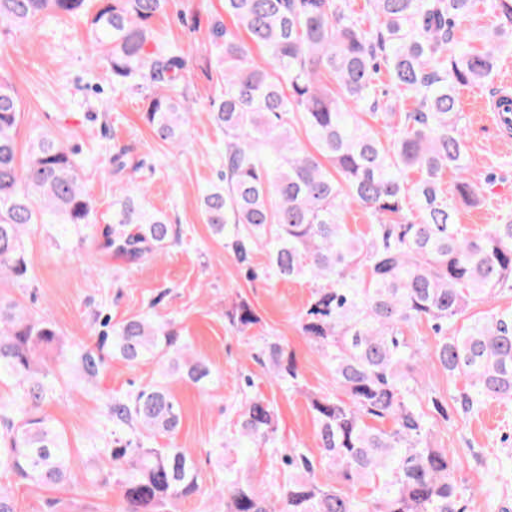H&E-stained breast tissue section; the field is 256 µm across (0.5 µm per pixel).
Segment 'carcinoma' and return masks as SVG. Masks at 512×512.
I'll return each instance as SVG.
<instances>
[{
  "instance_id": "carcinoma-1",
  "label": "carcinoma",
  "mask_w": 512,
  "mask_h": 512,
  "mask_svg": "<svg viewBox=\"0 0 512 512\" xmlns=\"http://www.w3.org/2000/svg\"><path fill=\"white\" fill-rule=\"evenodd\" d=\"M376 18L361 27L353 0H224L208 23L210 54L224 92L203 110L224 129L221 184L202 197V214L245 270L264 246L280 280H306L311 298L298 328L332 365L343 396H308L321 462L336 469L343 491L315 477L317 465L299 448L284 454L288 474L274 502L225 465L216 488L224 512H464V489L455 477L456 453L432 440L431 420L448 419V402L407 384L405 370L422 351L404 336L416 321L433 323L434 358L448 379L467 389L456 403L471 413L483 399H512V313L454 330L476 303L512 290V219L470 236L455 223L457 204H474L460 124L458 89L480 87L494 73L502 44L512 39V0H490L494 22L478 33L482 48L457 47L458 19L477 0H369ZM169 0H0V26L73 16L95 8L88 26L91 55L105 63L112 87L142 95L141 118L155 138L185 136L192 108L183 53L163 44L153 22ZM249 43L264 51L255 58ZM388 80H381V73ZM405 92L412 111L397 112L391 98ZM387 127L384 143L362 119ZM21 106L13 86L0 80V288L28 279L22 235L30 224L81 228L93 223V203L80 181L76 152L47 133L18 163L16 132ZM302 125L314 147L296 142ZM112 173L138 170L126 148L112 150ZM458 174L454 197L441 186ZM420 178L406 187L402 173ZM357 205L369 231L353 233L341 211ZM112 257L136 263L174 244V225L158 212L124 197L106 231ZM246 332L260 322L239 300L224 313ZM54 322L0 293V382L19 391L18 411H3L0 428V512H18L11 478L57 487L70 479L64 434L41 410L52 391L50 368L37 353L52 348ZM109 354L130 366L146 360L168 364L201 387L213 378L200 357L188 356L174 324L147 315L111 328ZM272 379L298 385L294 353L277 342L260 352ZM102 357L81 355L84 372L97 375ZM112 463L105 482L125 512H162L171 500L195 495L201 476L182 448L153 446L172 438L180 405L161 384L112 399ZM278 433L274 407L251 397L240 408L231 448H259ZM372 488L369 496L357 487Z\"/></svg>"
}]
</instances>
